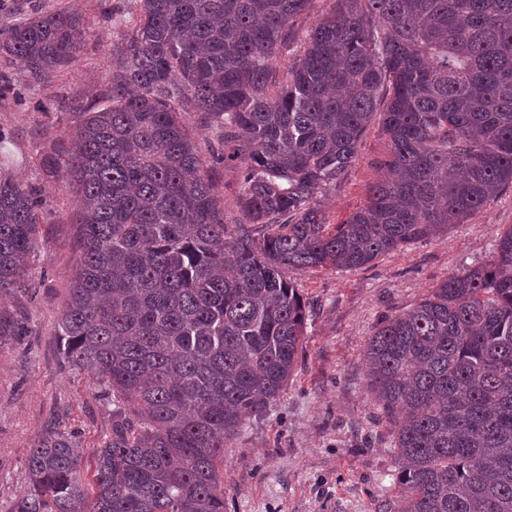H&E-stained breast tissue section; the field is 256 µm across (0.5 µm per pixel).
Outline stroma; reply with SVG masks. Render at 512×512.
<instances>
[{
  "mask_svg": "<svg viewBox=\"0 0 512 512\" xmlns=\"http://www.w3.org/2000/svg\"><path fill=\"white\" fill-rule=\"evenodd\" d=\"M333 7L334 0H312L297 18L291 43L279 53V78H286L308 29ZM60 9L83 20L75 63L36 80L23 63L0 57V79L16 89L0 98V144L12 176L41 189L45 201L29 285L0 296V320L24 330L0 336V512H13L27 489L25 461L42 436H69L89 465L112 434L111 391L61 355L78 204L69 183L48 178L41 160L59 138L75 133L82 107L106 106L101 92L140 2L0 0V25ZM387 156L388 139L373 122L351 165L321 199L328 223H342L365 204ZM511 228L509 188L465 223L367 267L286 269L305 308L306 332L285 388L224 450V512H397L392 431L366 386L367 343L386 317L411 310L448 275L491 260L498 233Z\"/></svg>",
  "mask_w": 512,
  "mask_h": 512,
  "instance_id": "obj_1",
  "label": "stroma"
}]
</instances>
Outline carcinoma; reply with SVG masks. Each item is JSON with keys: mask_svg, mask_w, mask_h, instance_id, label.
<instances>
[{"mask_svg": "<svg viewBox=\"0 0 512 512\" xmlns=\"http://www.w3.org/2000/svg\"><path fill=\"white\" fill-rule=\"evenodd\" d=\"M111 105L42 166L77 187L79 252L61 354L112 390L91 487L62 433L26 459L14 512H224V443L287 385L305 312L283 270L357 269L461 224L512 187V0H336L276 85L311 0H140ZM81 18L0 26V55L42 80L71 65ZM191 101L242 170L224 223ZM383 108H378V105ZM380 115L389 141L367 202L328 224L336 184ZM41 192L0 177V294L38 248ZM367 387L394 433L402 512H512V228L493 260L385 319Z\"/></svg>", "mask_w": 512, "mask_h": 512, "instance_id": "cac0c4a2", "label": "carcinoma"}]
</instances>
